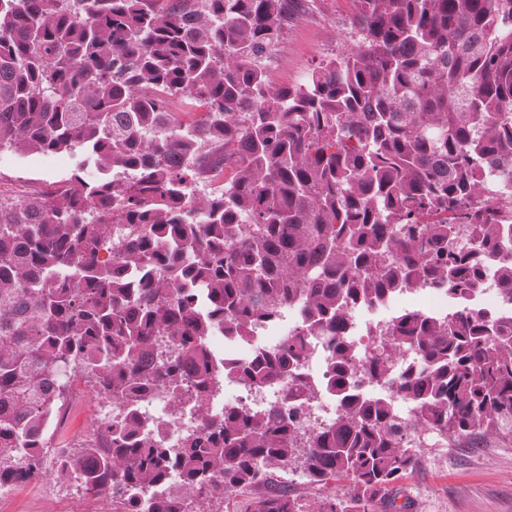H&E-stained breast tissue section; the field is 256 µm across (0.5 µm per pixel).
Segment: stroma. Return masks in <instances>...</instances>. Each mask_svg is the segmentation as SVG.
<instances>
[{
  "instance_id": "obj_1",
  "label": "stroma",
  "mask_w": 512,
  "mask_h": 512,
  "mask_svg": "<svg viewBox=\"0 0 512 512\" xmlns=\"http://www.w3.org/2000/svg\"><path fill=\"white\" fill-rule=\"evenodd\" d=\"M357 0H309L289 22L273 53L271 80L299 83L323 58L341 54L357 39ZM80 152L54 154L0 152V197H38L48 184H64ZM54 428L52 442L65 448L91 434L111 409L84 378ZM419 463L406 478L401 498L407 512H512V436L440 440L426 436ZM83 499L72 485L46 478L40 487L20 486L0 493V512H80Z\"/></svg>"
}]
</instances>
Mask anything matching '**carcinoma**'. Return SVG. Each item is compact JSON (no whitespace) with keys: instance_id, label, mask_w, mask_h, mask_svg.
Segmentation results:
<instances>
[{"instance_id":"obj_1","label":"carcinoma","mask_w":512,"mask_h":512,"mask_svg":"<svg viewBox=\"0 0 512 512\" xmlns=\"http://www.w3.org/2000/svg\"><path fill=\"white\" fill-rule=\"evenodd\" d=\"M0 0V150L90 153L54 198L0 197V488L47 471L123 512H403L399 483L422 436L512 435V321L463 308L405 311L360 358L349 307L438 286L462 301L498 272L512 207V0H359V40L303 83H271L293 0ZM206 105L185 122L167 97ZM231 163L224 188L186 197L200 157ZM296 307L306 330L224 366L263 412L205 404L208 337L246 341ZM328 351L336 423L311 425L295 369L307 337ZM396 398L355 395L353 377ZM112 411L69 456L48 435L69 374ZM157 390L195 406L178 448L138 409ZM411 437H404L405 433ZM183 493L145 496L172 471ZM301 472L315 494L295 493Z\"/></svg>"}]
</instances>
